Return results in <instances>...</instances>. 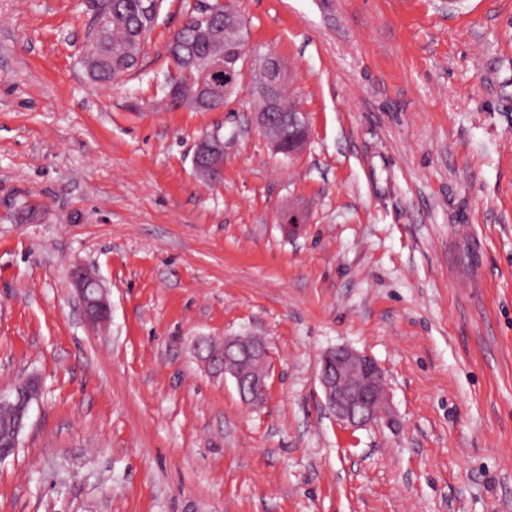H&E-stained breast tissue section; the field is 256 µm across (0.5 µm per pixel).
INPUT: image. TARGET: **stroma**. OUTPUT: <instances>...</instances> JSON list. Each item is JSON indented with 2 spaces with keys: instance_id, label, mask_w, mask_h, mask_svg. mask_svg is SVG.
<instances>
[{
  "instance_id": "1",
  "label": "stroma",
  "mask_w": 512,
  "mask_h": 512,
  "mask_svg": "<svg viewBox=\"0 0 512 512\" xmlns=\"http://www.w3.org/2000/svg\"><path fill=\"white\" fill-rule=\"evenodd\" d=\"M235 5L244 73L204 112L162 92L186 0L108 85L84 0H0V394L41 382L0 512H512V0ZM270 52L309 126L293 156L254 121ZM245 335L271 353L255 407L196 348ZM341 345L389 418L326 408ZM73 282L82 299L85 320L93 326L108 322L110 306L100 280L86 270L76 268ZM382 370L369 355L347 346L324 352L319 382L325 406L340 423L354 429L380 420L386 412Z\"/></svg>"
}]
</instances>
